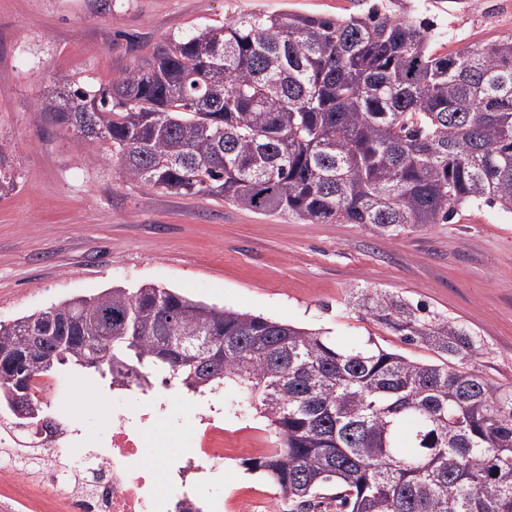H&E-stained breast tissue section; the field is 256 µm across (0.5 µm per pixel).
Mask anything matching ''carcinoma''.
Here are the masks:
<instances>
[{
  "label": "carcinoma",
  "mask_w": 512,
  "mask_h": 512,
  "mask_svg": "<svg viewBox=\"0 0 512 512\" xmlns=\"http://www.w3.org/2000/svg\"><path fill=\"white\" fill-rule=\"evenodd\" d=\"M90 161L104 145L130 180L302 224H368L396 236L458 209L512 213V39L440 53L432 22L384 4L345 18L248 14L169 36L90 91L67 74L36 99ZM0 141V192L14 189ZM354 305L441 364L382 348L339 349L319 330L192 300L171 288H107L0 321L22 353L52 318L76 328L48 376L109 387L168 377L188 393L235 383L279 447L251 463L289 512H512V388L471 368L482 343L448 315L386 292ZM209 336L204 349L166 337ZM0 364V417L63 423Z\"/></svg>",
  "instance_id": "1"
}]
</instances>
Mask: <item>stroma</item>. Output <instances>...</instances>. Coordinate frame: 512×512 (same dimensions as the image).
Listing matches in <instances>:
<instances>
[{"mask_svg": "<svg viewBox=\"0 0 512 512\" xmlns=\"http://www.w3.org/2000/svg\"><path fill=\"white\" fill-rule=\"evenodd\" d=\"M360 0H0V140L10 142L15 188L0 196V321L66 298L151 284L283 323L327 332L341 347L376 344L422 362L432 350L362 317L357 289L381 291L462 322L482 339L475 362L512 386V213L465 206L446 224L388 237L365 224H302L220 200L170 195L129 180L108 156L90 162L74 134L35 110L59 74L88 89L119 78L171 35L249 13L341 16ZM392 12L433 20L440 50L477 48L512 37V0H396ZM53 402L75 424L106 431L112 394L97 376L60 382ZM168 423L152 432L156 460L187 451L202 402L176 386L162 390ZM227 432L274 435L245 395L225 384L213 395ZM253 457L229 455L203 487L224 490V512L278 508L283 499L250 470Z\"/></svg>", "mask_w": 512, "mask_h": 512, "instance_id": "1", "label": "stroma"}]
</instances>
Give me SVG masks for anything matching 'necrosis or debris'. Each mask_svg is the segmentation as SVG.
<instances>
[{"label":"necrosis or debris","instance_id":"necrosis-or-debris-1","mask_svg":"<svg viewBox=\"0 0 512 512\" xmlns=\"http://www.w3.org/2000/svg\"><path fill=\"white\" fill-rule=\"evenodd\" d=\"M162 413L129 407L114 413L110 428L97 440L80 430L61 437H47L32 429L24 440L7 437L5 446H42L44 453L64 458L81 469L85 483L75 487L60 471H33L24 459L8 454L0 457V512H170L174 500H183L190 512H206L213 499L201 498L188 487V474L203 476L207 468L223 465L228 454L252 451L253 442L226 435L216 410L195 418L190 437L191 455L180 459L167 475V490H159L153 469L144 463L150 444L146 433L162 425Z\"/></svg>","mask_w":512,"mask_h":512}]
</instances>
